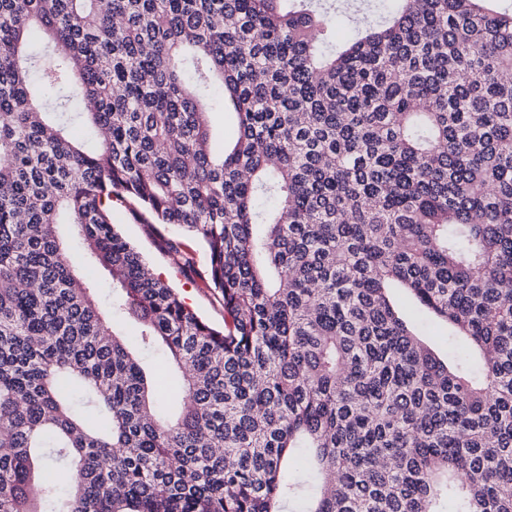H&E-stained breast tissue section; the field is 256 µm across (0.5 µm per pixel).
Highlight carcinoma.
I'll list each match as a JSON object with an SVG mask.
<instances>
[{"instance_id": "obj_1", "label": "carcinoma", "mask_w": 512, "mask_h": 512, "mask_svg": "<svg viewBox=\"0 0 512 512\" xmlns=\"http://www.w3.org/2000/svg\"><path fill=\"white\" fill-rule=\"evenodd\" d=\"M389 2L0 0V512H512V6ZM210 123L213 127L217 149L224 146V141L230 142L236 133L235 117L231 113L216 112L210 114ZM112 222L125 239L141 253L145 262L160 270L159 276L172 284L187 304L203 319L222 328L223 311L212 303L208 289L204 288L199 279L184 277L172 268L169 259L155 246L147 227L137 223L128 207L121 204L114 205Z\"/></svg>"}]
</instances>
